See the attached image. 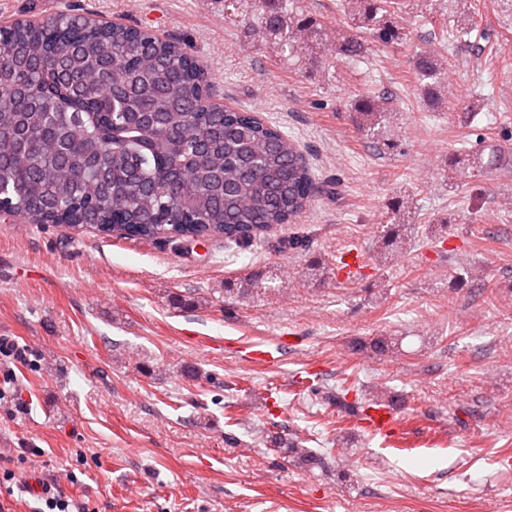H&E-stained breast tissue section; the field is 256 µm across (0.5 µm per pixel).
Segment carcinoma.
I'll use <instances>...</instances> for the list:
<instances>
[{"label":"carcinoma","mask_w":512,"mask_h":512,"mask_svg":"<svg viewBox=\"0 0 512 512\" xmlns=\"http://www.w3.org/2000/svg\"><path fill=\"white\" fill-rule=\"evenodd\" d=\"M440 36L471 44L477 31L472 0H439ZM343 29L327 24L302 0H225L238 19L240 47L272 44L292 59L319 55L359 66L368 51L404 40L392 16L407 7L423 18L433 0H342ZM416 81L427 104H450L443 62L423 51ZM199 61L177 44L132 26L105 38L85 17L60 13L0 33V208L14 214L125 238L241 244L288 224L319 193V181L298 145L244 110L212 103ZM353 110L373 144L395 140L396 107L367 91ZM480 157L448 159V180L479 177ZM414 227L389 224L373 248L379 271L413 246ZM267 290L254 275L237 296ZM399 336L359 346L386 361L401 354ZM270 449L308 468L321 459L301 442L266 435Z\"/></svg>","instance_id":"1"}]
</instances>
